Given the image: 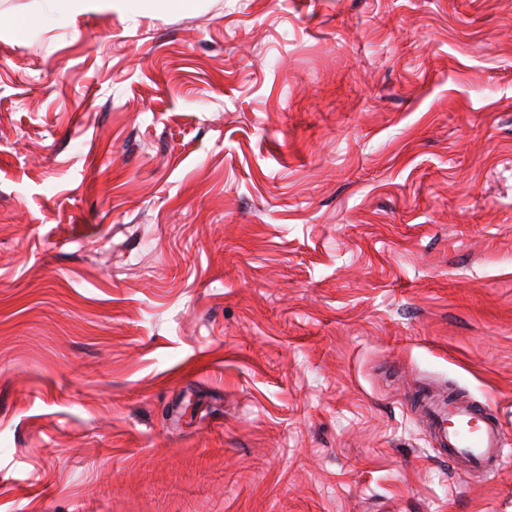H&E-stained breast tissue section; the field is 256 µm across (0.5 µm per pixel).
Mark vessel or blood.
<instances>
[{
    "instance_id": "1",
    "label": "vessel or blood",
    "mask_w": 512,
    "mask_h": 512,
    "mask_svg": "<svg viewBox=\"0 0 512 512\" xmlns=\"http://www.w3.org/2000/svg\"><path fill=\"white\" fill-rule=\"evenodd\" d=\"M422 410L449 457L463 459L472 470L492 474L512 454L497 418L478 417L469 405L453 398L441 403L425 400Z\"/></svg>"
}]
</instances>
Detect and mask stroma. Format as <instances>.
I'll use <instances>...</instances> for the list:
<instances>
[{
    "label": "stroma",
    "instance_id": "stroma-1",
    "mask_svg": "<svg viewBox=\"0 0 512 512\" xmlns=\"http://www.w3.org/2000/svg\"><path fill=\"white\" fill-rule=\"evenodd\" d=\"M0 512H512V0H0ZM448 458L463 459L470 469L490 475L498 470L511 448L496 417L482 416L469 405L448 398V403L426 399L421 404ZM477 419L476 425L472 421ZM451 422L453 425L448 426Z\"/></svg>",
    "mask_w": 512,
    "mask_h": 512
}]
</instances>
